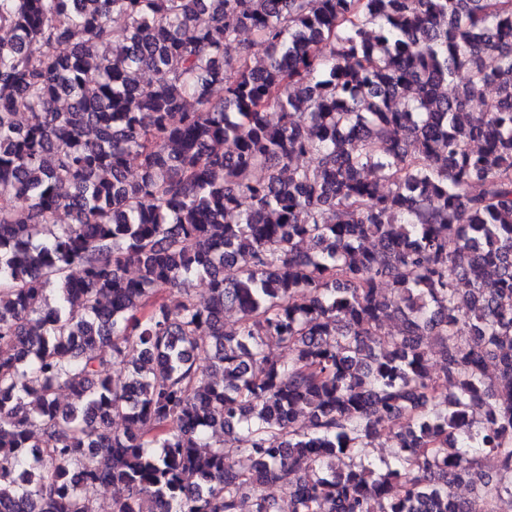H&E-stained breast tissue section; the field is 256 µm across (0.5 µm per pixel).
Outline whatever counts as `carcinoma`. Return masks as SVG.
Wrapping results in <instances>:
<instances>
[{"instance_id":"cac0c4a2","label":"carcinoma","mask_w":512,"mask_h":512,"mask_svg":"<svg viewBox=\"0 0 512 512\" xmlns=\"http://www.w3.org/2000/svg\"><path fill=\"white\" fill-rule=\"evenodd\" d=\"M3 28L0 512L512 496V0H0Z\"/></svg>"}]
</instances>
